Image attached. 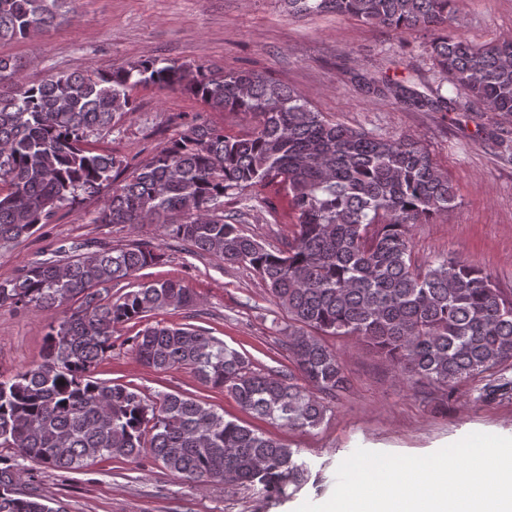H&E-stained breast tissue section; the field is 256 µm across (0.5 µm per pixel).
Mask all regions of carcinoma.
Segmentation results:
<instances>
[{"label": "carcinoma", "mask_w": 512, "mask_h": 512, "mask_svg": "<svg viewBox=\"0 0 512 512\" xmlns=\"http://www.w3.org/2000/svg\"><path fill=\"white\" fill-rule=\"evenodd\" d=\"M288 14L335 13L396 31L440 29L427 51L454 96L363 79L367 92L417 110L456 112L476 100L512 114V39L477 46L448 32L454 0H284ZM67 0H0V43L66 19ZM0 55V247L50 224L65 204L101 197L94 224H159L164 235L257 273L288 314L293 368L254 370L250 359L192 324H151L194 296L174 280L112 299V286L158 264L149 242L36 260L0 282V306L63 310L48 324L39 361L0 377V512H64L22 493L18 460L78 473L103 458L153 462L180 478L246 484L270 496L301 486L299 451L258 434L192 396L148 397L97 377L115 331L144 323L131 349L145 366L189 370L244 409L291 431L320 426L346 389L339 356L322 340L364 339L413 384L453 389L512 363V297L468 260L412 257L409 228L453 206L448 174L422 141L384 138L327 119L300 91L258 72L211 74L201 66L144 59L109 72H59L37 84ZM187 91L210 112L255 120L245 136L197 118L121 184L127 162L95 147L133 110L138 86ZM283 186L296 215L291 236L268 248L224 215L223 198ZM512 391L494 378L491 399Z\"/></svg>", "instance_id": "1"}]
</instances>
